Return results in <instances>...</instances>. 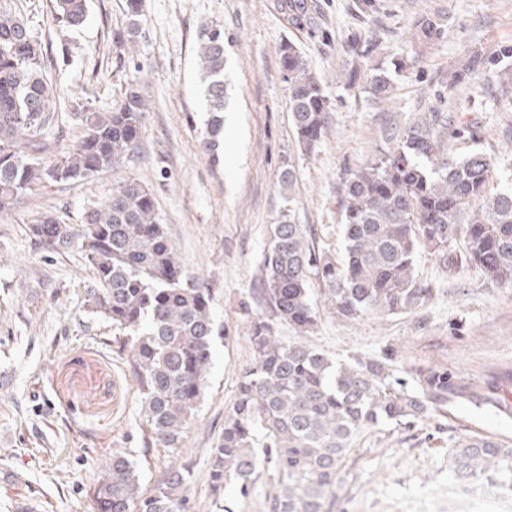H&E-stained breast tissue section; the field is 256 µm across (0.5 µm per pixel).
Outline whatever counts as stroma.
<instances>
[{"mask_svg": "<svg viewBox=\"0 0 512 512\" xmlns=\"http://www.w3.org/2000/svg\"><path fill=\"white\" fill-rule=\"evenodd\" d=\"M362 19L352 0H315L317 23L292 24L281 0H142L140 33L120 49L115 33L127 27L126 0H88L78 27L56 19L50 0H12L40 44L48 80L60 91L48 133L54 152L70 150L83 129L75 112H108L138 85L149 103L144 159L123 174L148 184L164 230L184 269L214 293L221 336L199 404L176 448L143 450L139 397L112 326L87 305L92 273L81 253L49 254L27 231L33 213L49 211L80 223L88 201L112 192L104 173L62 192L37 189L23 204L0 213V512H94L89 490L112 452L126 453L150 489L168 467L190 472L191 512H268L259 495L242 498L227 485L223 506L210 488L209 453L224 432L240 371L253 360L247 329L269 317L252 289L282 215L310 227L318 246L344 252L336 203V173L366 161L382 145L389 113L408 119L424 106L465 110L477 124L481 148L497 154L512 175V99L490 78L449 97L450 63L468 49L492 51L512 43V0H380ZM434 19L439 38L419 43L415 25ZM224 27V148L212 160L201 145L209 114L200 83L198 32ZM376 33L361 72L374 65L391 75L387 106L367 101L360 87L339 81L342 43ZM294 44L324 79L333 103L316 154L298 152L288 112V82L280 53ZM294 168L291 188L279 174ZM416 272L436 290L422 308L352 321L338 317L313 291L319 319L300 335L277 324L284 342L306 341L331 357L375 359L394 353L402 372L440 366L463 384L489 392V403L463 402L408 430L386 425L364 434L342 471L332 512H429L448 489V448L461 433L512 444V288L491 282L474 266L443 267L420 250Z\"/></svg>", "mask_w": 512, "mask_h": 512, "instance_id": "obj_1", "label": "stroma"}]
</instances>
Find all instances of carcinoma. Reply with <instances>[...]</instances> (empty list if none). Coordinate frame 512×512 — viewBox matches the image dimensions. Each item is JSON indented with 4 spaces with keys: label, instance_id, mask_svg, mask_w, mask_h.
<instances>
[{
    "label": "carcinoma",
    "instance_id": "1",
    "mask_svg": "<svg viewBox=\"0 0 512 512\" xmlns=\"http://www.w3.org/2000/svg\"><path fill=\"white\" fill-rule=\"evenodd\" d=\"M141 0H127L126 31L116 43L135 42ZM292 22L312 23L313 0H288ZM56 17L72 26L86 17V0H53ZM417 36L440 35L429 17ZM199 66L209 112L204 149L224 144V27L203 26ZM289 110L301 153L316 152L332 102L322 78L293 44L281 49ZM512 73V44L492 52L471 49L448 69L452 95L491 74ZM389 71L376 66L362 92L370 102L390 99ZM56 91L44 74L41 46L5 0L0 3V212L20 205L41 185L66 189L144 155L148 103L132 86L109 112L79 113L83 135L70 151L52 154L47 130L55 124ZM477 127L458 113L429 111L402 125L388 123L383 145L369 160L340 168L336 194L344 225V255L320 249L305 224L273 225L265 252L258 303L272 318L252 321L253 361L239 378L224 433L210 449L211 490L219 497L234 482L242 497L266 475L269 512H330L345 461L357 440L382 424L407 428L436 418L458 398L476 393L447 369L428 367L407 380L392 358L333 359L303 342L284 343L274 322L307 334L318 321L311 290L317 284L336 314L357 320L419 308L434 293L416 276L425 247L443 264L472 265L512 288V181L488 188L498 162L474 147ZM35 241L52 251L77 249L93 271V313L112 323L118 351L139 391L144 449L176 448L199 403L217 334L211 288L188 274L159 222L155 199L138 179L119 178L112 194L84 209L82 223L64 224L37 211L28 224ZM448 472L466 473L495 493L512 495V446L491 437L462 435L448 448ZM94 512H190L185 470L171 466L148 491L134 464L114 452L93 487Z\"/></svg>",
    "mask_w": 512,
    "mask_h": 512
}]
</instances>
